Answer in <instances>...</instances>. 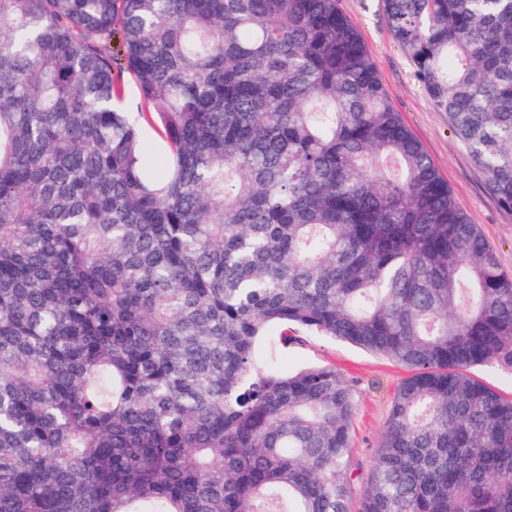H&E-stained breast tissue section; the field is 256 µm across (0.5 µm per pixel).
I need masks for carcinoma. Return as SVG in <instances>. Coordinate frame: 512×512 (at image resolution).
Returning a JSON list of instances; mask_svg holds the SVG:
<instances>
[{
	"label": "carcinoma",
	"mask_w": 512,
	"mask_h": 512,
	"mask_svg": "<svg viewBox=\"0 0 512 512\" xmlns=\"http://www.w3.org/2000/svg\"><path fill=\"white\" fill-rule=\"evenodd\" d=\"M385 11L512 210V0ZM274 325L412 371L360 512H512V278L338 0H0V512H349L354 394ZM143 136L145 139V145L152 155L156 171L160 175L164 174L167 168L168 159L166 153L164 152L161 146L162 139L160 138L156 130L149 125L144 126ZM468 373L502 395L512 397V364L494 361L475 365L468 369Z\"/></svg>",
	"instance_id": "carcinoma-1"
}]
</instances>
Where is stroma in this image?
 <instances>
[{
    "label": "stroma",
    "instance_id": "obj_1",
    "mask_svg": "<svg viewBox=\"0 0 512 512\" xmlns=\"http://www.w3.org/2000/svg\"><path fill=\"white\" fill-rule=\"evenodd\" d=\"M341 10L360 32L370 59L386 86L394 108L431 156L457 205L477 224L496 251L502 269L512 274V210L488 191L485 177L453 135L447 113L439 111L414 73V66L389 28L384 0H339ZM280 328H270L259 349L289 372L323 365L336 368L352 386L356 412L352 420L351 464L355 489L363 491L376 449L391 412L392 400L408 376L405 367L361 347L314 333L283 343Z\"/></svg>",
    "mask_w": 512,
    "mask_h": 512
}]
</instances>
